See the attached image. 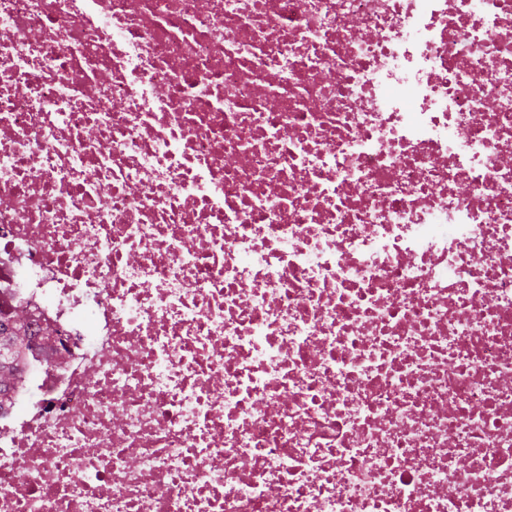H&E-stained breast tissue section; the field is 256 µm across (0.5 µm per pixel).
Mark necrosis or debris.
I'll list each match as a JSON object with an SVG mask.
<instances>
[{
    "label": "necrosis or debris",
    "mask_w": 512,
    "mask_h": 512,
    "mask_svg": "<svg viewBox=\"0 0 512 512\" xmlns=\"http://www.w3.org/2000/svg\"><path fill=\"white\" fill-rule=\"evenodd\" d=\"M18 305L0 512H512V0H0Z\"/></svg>",
    "instance_id": "obj_1"
}]
</instances>
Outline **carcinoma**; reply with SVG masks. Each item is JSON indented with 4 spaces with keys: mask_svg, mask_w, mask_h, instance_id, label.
<instances>
[{
    "mask_svg": "<svg viewBox=\"0 0 512 512\" xmlns=\"http://www.w3.org/2000/svg\"><path fill=\"white\" fill-rule=\"evenodd\" d=\"M32 340L30 317L24 307L17 306L8 316L0 317V403L21 384L20 364L26 360Z\"/></svg>",
    "mask_w": 512,
    "mask_h": 512,
    "instance_id": "obj_1",
    "label": "carcinoma"
}]
</instances>
